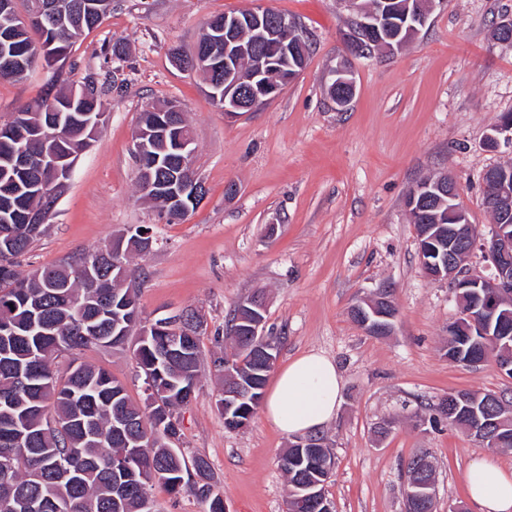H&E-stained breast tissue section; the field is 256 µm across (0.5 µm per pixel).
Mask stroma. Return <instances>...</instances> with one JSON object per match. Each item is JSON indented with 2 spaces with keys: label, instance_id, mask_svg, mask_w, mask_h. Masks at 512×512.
I'll use <instances>...</instances> for the list:
<instances>
[{
  "label": "stroma",
  "instance_id": "obj_1",
  "mask_svg": "<svg viewBox=\"0 0 512 512\" xmlns=\"http://www.w3.org/2000/svg\"><path fill=\"white\" fill-rule=\"evenodd\" d=\"M271 8L311 46L305 69L274 100L225 118L201 74L175 68L170 48L193 54L204 22L217 14ZM347 0H112L102 24L83 35L59 72L36 67L0 81V123L50 87L105 70V51L126 46L98 137L80 152L44 234L18 259L21 274L111 246L145 225L157 243L130 260L141 283L142 316L190 309L202 321V359L192 402L179 408L180 450L204 457L227 512H286L279 459L292 444L255 414L231 431L217 408L219 365L233 310L247 296L267 299V331L278 365L316 351L343 380L336 414L323 428L335 459L327 494L335 512H403L408 462L426 453L436 469V512H477L463 474L484 459L512 470V448H484L464 431L430 424L433 405L466 390L512 398V378L495 363L448 360L457 306L447 281L427 279L405 200L419 181L445 175L480 230L483 172L512 164V147L485 138L512 112V44L495 39L512 0H438L426 25L396 53L350 54ZM346 64L356 93L337 108L326 73ZM176 102L197 150L204 200L168 224L135 184L132 137L141 112ZM238 191L224 193L228 183ZM398 310L389 335L367 333L349 314L379 288ZM82 361L105 368L143 401L145 385L129 349L89 347Z\"/></svg>",
  "mask_w": 512,
  "mask_h": 512
}]
</instances>
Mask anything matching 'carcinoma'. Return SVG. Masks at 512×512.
I'll return each mask as SVG.
<instances>
[{
  "label": "carcinoma",
  "mask_w": 512,
  "mask_h": 512,
  "mask_svg": "<svg viewBox=\"0 0 512 512\" xmlns=\"http://www.w3.org/2000/svg\"><path fill=\"white\" fill-rule=\"evenodd\" d=\"M64 14L56 21L25 20L16 8L0 11V79L19 81L37 61L48 69L66 59L76 40L100 23L112 0H56ZM209 36L210 69L203 71L217 94L224 91V15L205 22ZM112 70L104 80L90 72L84 77V96L59 90L39 98L0 124V327L16 335H0V396L14 398L0 409V512H153L150 491L161 484L172 493L185 491L206 504L208 512H224V499L206 459H187L175 452L171 437H181L175 409L189 403L195 392L202 354L198 331L186 311L168 323L164 336L142 334L139 289L125 286L133 275L128 257L140 253L134 235L126 238L122 256L112 251L85 252L74 259L43 268L46 279L27 282L16 259L29 250L46 230L29 223L33 212L51 217L54 200L41 194L36 174L17 166L16 152L31 144L46 150L43 175L50 162L86 148L88 115L106 110L104 96L112 91ZM190 126L170 127L147 140L144 167L153 169L158 182H167L181 167L176 142L189 135ZM145 197L160 207L159 217L174 224L162 192ZM424 224H452L445 216L448 198L437 195L425 204ZM97 261L107 278L93 288L79 273L87 261ZM27 282V287L18 284ZM235 310L227 338L231 341L232 369L246 384H255L245 408L230 417H254L264 398L270 369L260 368L252 351L241 344L235 330ZM89 346L128 347L144 376L143 403L130 399L125 386L95 365L72 360L63 373L53 359L75 354ZM474 404L492 420L508 421L498 413L492 393H472ZM119 417L131 426L124 436H112ZM59 427H50V421ZM26 433L28 443L16 447L15 434ZM288 478L290 512H314L299 499L298 476L318 478L306 452L294 448L281 458Z\"/></svg>",
  "instance_id": "cac0c4a2"
}]
</instances>
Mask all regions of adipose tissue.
I'll return each mask as SVG.
<instances>
[{"label":"adipose tissue","instance_id":"obj_1","mask_svg":"<svg viewBox=\"0 0 512 512\" xmlns=\"http://www.w3.org/2000/svg\"><path fill=\"white\" fill-rule=\"evenodd\" d=\"M341 389L342 379L328 357L303 353L276 374L263 415L280 432L305 435L331 421ZM464 482L480 512H512V473L481 459L465 471Z\"/></svg>","mask_w":512,"mask_h":512}]
</instances>
